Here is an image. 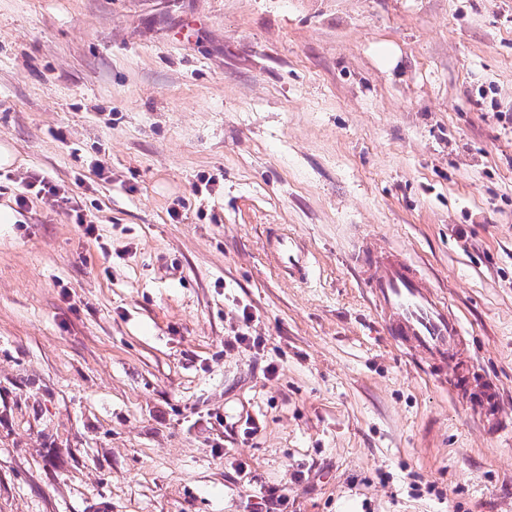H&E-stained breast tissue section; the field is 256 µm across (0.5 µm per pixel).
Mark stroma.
I'll return each mask as SVG.
<instances>
[{"mask_svg":"<svg viewBox=\"0 0 512 512\" xmlns=\"http://www.w3.org/2000/svg\"><path fill=\"white\" fill-rule=\"evenodd\" d=\"M0 143V512H512L345 260L410 256L512 418V0H0ZM40 188L36 192V196H41V198H46L51 201L53 204H57L58 206L65 205V207L72 213L76 224H81V226H85V234L92 236L95 233L94 224L88 223L83 214V210L78 205L77 201L72 197L66 196L64 192L61 193V190L56 185H52L49 182H46L44 178L38 179L34 178L33 181H28L25 190L31 191L34 190L37 186ZM270 257L277 268L288 274V279L305 281L309 262L307 250L288 232H280L270 240Z\"/></svg>","mask_w":512,"mask_h":512,"instance_id":"stroma-1","label":"stroma"}]
</instances>
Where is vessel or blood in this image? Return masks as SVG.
Segmentation results:
<instances>
[{
	"label": "vessel or blood",
	"instance_id": "vessel-or-blood-1",
	"mask_svg": "<svg viewBox=\"0 0 512 512\" xmlns=\"http://www.w3.org/2000/svg\"><path fill=\"white\" fill-rule=\"evenodd\" d=\"M270 257L289 279L308 277V254L292 234L281 232L270 241ZM379 314L384 336L433 374L450 373V389L465 396L483 420L498 422L500 389L480 376L469 361L463 328L442 297L423 277L416 262L390 249L377 236L362 238L350 256Z\"/></svg>",
	"mask_w": 512,
	"mask_h": 512
}]
</instances>
